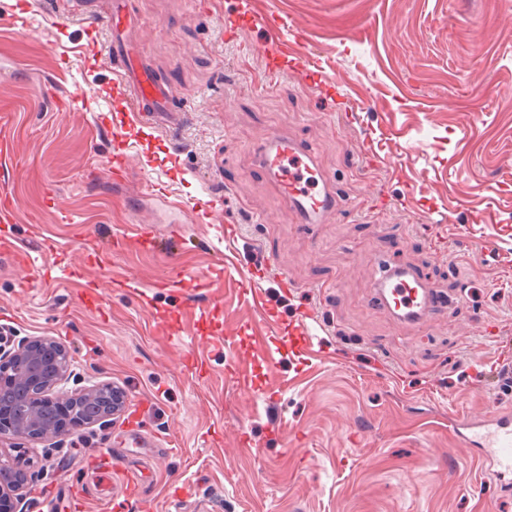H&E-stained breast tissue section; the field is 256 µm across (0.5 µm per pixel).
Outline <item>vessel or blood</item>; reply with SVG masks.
<instances>
[{
    "mask_svg": "<svg viewBox=\"0 0 512 512\" xmlns=\"http://www.w3.org/2000/svg\"><path fill=\"white\" fill-rule=\"evenodd\" d=\"M246 26H258L268 36L273 58L298 63L305 59V47L300 38L282 40L286 21L275 14L246 13ZM130 24L125 12V0H111V9L104 25L111 32L108 46L117 84L136 105L130 122H147L164 128H177L183 113L170 104L167 89L158 83L146 65L135 54V45L127 37ZM257 159L288 204L289 212L302 224H328L334 221L339 202L334 181L323 173L311 147L294 139L273 133L256 150ZM152 232L149 225L129 227L117 237L116 243L126 249L142 247ZM383 305L397 321L417 326L430 320L434 304L430 287L414 272L404 267L382 271L375 282ZM460 440L481 455L495 479L502 486L512 485V412L501 411L482 416L461 417L457 422ZM95 481L123 478L129 501H138L142 483L134 475L121 476L112 463L110 453L96 451L91 457Z\"/></svg>",
    "mask_w": 512,
    "mask_h": 512,
    "instance_id": "1",
    "label": "vessel or blood"
}]
</instances>
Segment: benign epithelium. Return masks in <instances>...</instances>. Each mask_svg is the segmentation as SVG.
Masks as SVG:
<instances>
[{
  "label": "benign epithelium",
  "mask_w": 512,
  "mask_h": 512,
  "mask_svg": "<svg viewBox=\"0 0 512 512\" xmlns=\"http://www.w3.org/2000/svg\"><path fill=\"white\" fill-rule=\"evenodd\" d=\"M70 354L51 336H0V439L30 442L70 436L81 428L105 426L124 404L110 383L70 391ZM17 464L0 453V496L23 505Z\"/></svg>",
  "instance_id": "7a95c632"
}]
</instances>
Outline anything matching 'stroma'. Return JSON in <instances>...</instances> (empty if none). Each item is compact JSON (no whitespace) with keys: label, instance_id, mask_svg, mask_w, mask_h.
I'll return each instance as SVG.
<instances>
[{"label":"stroma","instance_id":"stroma-1","mask_svg":"<svg viewBox=\"0 0 512 512\" xmlns=\"http://www.w3.org/2000/svg\"><path fill=\"white\" fill-rule=\"evenodd\" d=\"M245 5L127 0L140 55L185 119L128 128L117 187L99 172L127 107L106 31L87 40L63 0H0V193L16 201L0 238L38 267L0 256V336L55 337L69 388L125 395L107 427L0 441L34 460L26 512H68L89 448L149 467L150 512H512V490L454 432L512 409V0H261L301 33L327 89L268 78L263 31L229 32ZM274 131L314 147L341 198L334 223L288 215L255 155ZM151 177L220 210L181 224L172 248L113 249L146 220L169 233L170 211L141 193ZM261 264L262 315L230 285ZM383 265L435 286L428 323L380 305ZM305 312L312 334L291 340Z\"/></svg>","mask_w":512,"mask_h":512}]
</instances>
